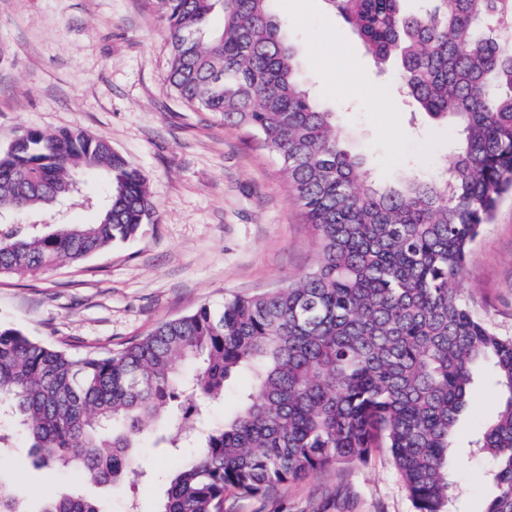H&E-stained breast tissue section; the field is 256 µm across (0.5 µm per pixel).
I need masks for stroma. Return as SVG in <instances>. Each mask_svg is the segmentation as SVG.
<instances>
[{"mask_svg": "<svg viewBox=\"0 0 512 512\" xmlns=\"http://www.w3.org/2000/svg\"><path fill=\"white\" fill-rule=\"evenodd\" d=\"M288 40L302 49L311 96L335 112L345 144L380 183L408 167L432 176L449 166L452 125L419 112L396 69L381 72L324 0H272ZM169 45L151 0H0V149L21 131L80 128L107 137L140 168L157 220L135 238L79 264L38 276H0V323L47 342L112 349L202 303L284 287L314 266L311 228L274 155L255 134L187 107L168 87ZM95 204L58 205L56 223H90L104 204V176L86 173ZM463 294L512 336V195L499 203L467 261ZM489 367L475 374L472 411L458 424L449 478L451 512H482L492 490L487 460L470 442L496 412ZM168 419L138 440L137 474L85 486L111 512H156L178 456L157 447ZM0 476L26 484L32 512L64 480L34 465L16 438ZM224 512H413L389 449L280 486L267 497L227 493Z\"/></svg>", "mask_w": 512, "mask_h": 512, "instance_id": "35a3bbf8", "label": "stroma"}]
</instances>
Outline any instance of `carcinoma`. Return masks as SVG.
Segmentation results:
<instances>
[{"label": "carcinoma", "instance_id": "1", "mask_svg": "<svg viewBox=\"0 0 512 512\" xmlns=\"http://www.w3.org/2000/svg\"><path fill=\"white\" fill-rule=\"evenodd\" d=\"M270 0H154L170 44L167 80L190 108L255 133L277 158L310 224L317 263L285 288L227 295L108 352L75 353L0 324V414L37 462L71 473L37 512H104L86 481L135 470L148 422L181 453L159 512H224V494L271 489L387 448L414 512H450L448 465L490 364L498 411L472 445L492 460L485 512H512V336L478 317L460 277L484 225L512 193V0H325L374 63L395 65L416 107L460 128L450 166L384 184L343 146L334 113L312 101L298 52ZM222 12V32L207 21ZM104 174L93 224H0V274L81 262L156 221L144 173L81 129L21 132L0 151V214L47 217L76 172ZM191 377L183 376L186 366ZM250 387L218 424L204 406L227 383ZM0 478V512L17 508Z\"/></svg>", "mask_w": 512, "mask_h": 512}]
</instances>
